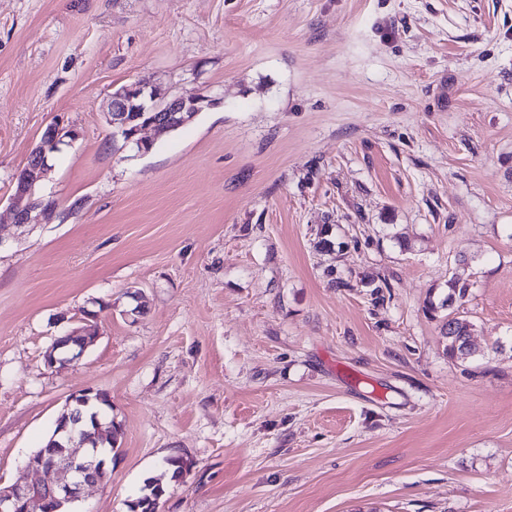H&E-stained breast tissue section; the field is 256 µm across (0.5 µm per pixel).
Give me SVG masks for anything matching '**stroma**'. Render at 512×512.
<instances>
[{
    "instance_id": "obj_1",
    "label": "stroma",
    "mask_w": 512,
    "mask_h": 512,
    "mask_svg": "<svg viewBox=\"0 0 512 512\" xmlns=\"http://www.w3.org/2000/svg\"><path fill=\"white\" fill-rule=\"evenodd\" d=\"M138 82L216 104L140 154ZM88 389L122 431L77 512L169 458L159 512H512V0H0V485ZM41 141L30 152L28 162L23 176H17L16 190L12 198L11 205L15 211L16 219L21 224L29 223L31 215L35 211L39 214L49 215L52 212V206L46 204L45 199H36L33 191L35 187L46 180L49 166L47 164V154L50 149L54 152L59 150L64 139L68 138L72 143L79 138V133L63 124L62 119H56L50 123ZM471 326L467 320L462 318L448 319L446 334L448 344L446 347L450 358L465 361L474 354L470 343ZM87 329H73L64 337L69 339L54 340L45 354V360L48 366L52 367L59 361L75 362L85 353L90 341L87 336Z\"/></svg>"
}]
</instances>
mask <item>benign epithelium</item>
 Wrapping results in <instances>:
<instances>
[{"label": "benign epithelium", "instance_id": "7a95c632", "mask_svg": "<svg viewBox=\"0 0 512 512\" xmlns=\"http://www.w3.org/2000/svg\"><path fill=\"white\" fill-rule=\"evenodd\" d=\"M213 104L214 100L204 95H170L156 86L133 83L112 93L107 103V120L126 142L137 145L140 152L146 153L151 149V142L139 137L141 128H130L128 113H167L162 119L148 121V126L156 134L163 135L190 122L199 112ZM66 138L74 142L79 138V133L65 127L63 120L56 119L47 126L41 141L31 150L30 164L24 175L17 178L11 202L19 223H28L35 211L42 215L51 214L52 206L43 198H35L33 191L47 178L48 152L58 151ZM88 345L87 329H73L65 334V338L52 342L45 354L46 363L52 367L60 361L75 362L84 355ZM71 403L70 413L57 422V438L52 440L49 455L31 457L25 463V467L31 470L54 472L55 479L50 482L13 484L0 494V512H33L35 506L41 512H46L49 503L78 501L85 487L105 482V466L91 467L72 451L76 445L85 446L88 453L96 456L104 452V449L91 448L87 441L77 440L75 428L82 422L80 406L84 400L75 395Z\"/></svg>", "mask_w": 512, "mask_h": 512}]
</instances>
